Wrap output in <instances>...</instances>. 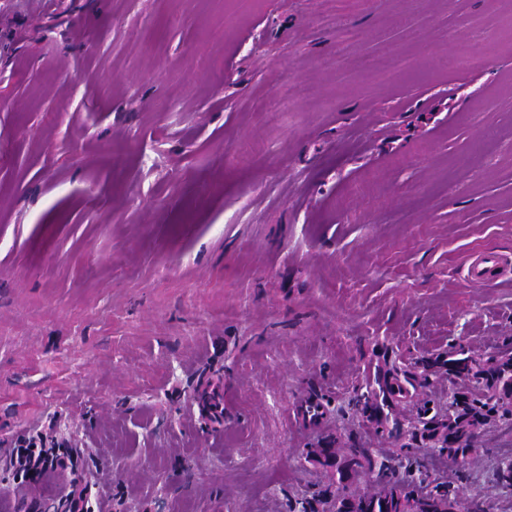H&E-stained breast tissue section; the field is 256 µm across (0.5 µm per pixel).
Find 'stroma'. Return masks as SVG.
Returning <instances> with one entry per match:
<instances>
[{"instance_id": "1", "label": "stroma", "mask_w": 512, "mask_h": 512, "mask_svg": "<svg viewBox=\"0 0 512 512\" xmlns=\"http://www.w3.org/2000/svg\"><path fill=\"white\" fill-rule=\"evenodd\" d=\"M512 0H0V512H288L390 447L373 346L512 351ZM321 402L312 422L300 411ZM42 433L74 448L40 480ZM438 475L512 512V427ZM510 263L492 251H477L467 267L468 280L478 286L490 285L504 276ZM39 443L32 441L25 448H18L16 451L15 464L24 470L34 469L38 473L56 471L58 468L66 469L68 463H73L77 450L66 448L65 452L58 454L56 448H45L43 439L38 434Z\"/></svg>"}]
</instances>
